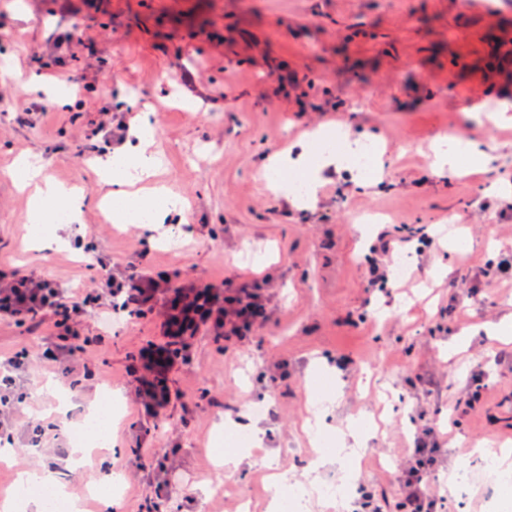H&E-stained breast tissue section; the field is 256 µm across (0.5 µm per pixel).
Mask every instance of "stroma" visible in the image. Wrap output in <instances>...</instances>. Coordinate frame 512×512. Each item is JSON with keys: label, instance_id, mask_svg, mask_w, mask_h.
Instances as JSON below:
<instances>
[{"label": "stroma", "instance_id": "stroma-1", "mask_svg": "<svg viewBox=\"0 0 512 512\" xmlns=\"http://www.w3.org/2000/svg\"><path fill=\"white\" fill-rule=\"evenodd\" d=\"M78 26L68 47L58 36ZM512 52V0H0V51L18 63L0 75V275L45 278L62 297L84 288L101 309L75 319L88 345L64 375L41 365L54 317L17 325L0 317V363L18 360L10 397H22L5 429L12 463L0 462V491L18 470L50 468L72 494L121 473L111 507L89 512H237L226 481L270 512L272 468L291 485L359 486L379 512H396L399 484L425 429L447 428L434 454L437 512H512V490L494 503L460 497L449 472L479 466V454L512 450V340L496 328L512 316V281L489 263L512 252V130L483 121L480 106L512 102V65L492 67L493 37ZM194 86L173 84L181 71ZM43 120L17 115L31 103ZM141 112L157 129L154 182L185 201L179 221L153 232L115 224L100 200L91 135L108 150L127 145ZM340 131L377 144L384 170L361 182L328 173L314 205L292 206L271 190L263 164L284 153L312 162L311 133ZM455 133L494 166L464 175L435 163L438 138ZM38 157L51 180L82 187L79 225L66 246L27 243L28 195L13 162ZM384 222L428 226L435 245H406L410 275L368 287L364 256ZM166 272L173 282L259 280L269 320L244 341L216 339L207 327L185 336V360L171 365L166 404L148 415L135 398L143 363L170 341L159 315L111 311L104 272ZM480 389L477 410L448 428V405ZM109 391L123 406L108 450L81 474L61 465L66 437L31 446L61 394L78 427L89 397ZM321 402L323 444L309 439L311 405ZM265 405L251 413L252 405ZM372 432L360 460L345 457L348 421ZM256 422L265 448L242 426ZM326 465L312 473L302 449ZM249 456L235 471L225 451Z\"/></svg>", "mask_w": 512, "mask_h": 512}]
</instances>
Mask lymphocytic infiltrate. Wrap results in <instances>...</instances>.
Segmentation results:
<instances>
[{
  "label": "lymphocytic infiltrate",
  "mask_w": 512,
  "mask_h": 512,
  "mask_svg": "<svg viewBox=\"0 0 512 512\" xmlns=\"http://www.w3.org/2000/svg\"><path fill=\"white\" fill-rule=\"evenodd\" d=\"M108 287L122 295L123 307L130 314L143 310H160L169 334L180 336L207 325L216 335L245 339L248 333L266 319V306L259 283L237 284L225 280L223 287H204L189 283L172 286L165 273L141 275L130 273L122 280H108ZM89 296L79 295L71 301L59 298L46 280L33 276H0V316L17 323L49 313L60 336L76 340L70 321L88 304ZM426 463L416 459L400 488L403 512H428L435 495L425 474Z\"/></svg>",
  "instance_id": "obj_1"
}]
</instances>
